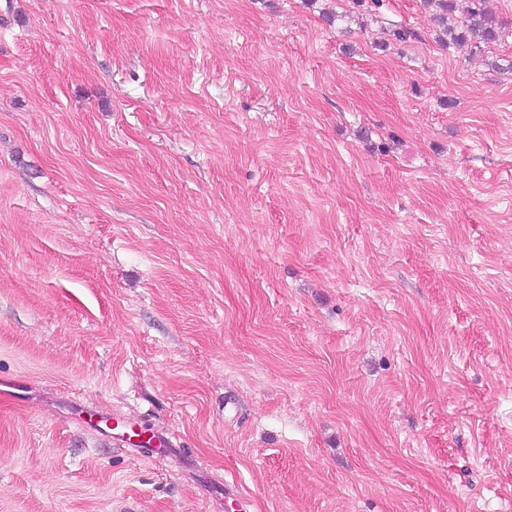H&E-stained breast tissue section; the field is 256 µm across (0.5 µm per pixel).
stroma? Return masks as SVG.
<instances>
[{
  "mask_svg": "<svg viewBox=\"0 0 512 512\" xmlns=\"http://www.w3.org/2000/svg\"><path fill=\"white\" fill-rule=\"evenodd\" d=\"M355 10L0 0V512H512V37ZM125 434L127 433H123L122 435L120 434H116L117 437H114L113 436V440L116 441V442H119V443H128L127 441H129L128 444L132 445L133 447H137V448H130V449H135V450H140V448L138 447H142V448H147L145 447L144 444H147L148 446H152L153 450L155 451V456H167L168 454H170L174 448L173 447V444L172 442L165 436L159 434V433H152V435L148 438V440L146 442H139L138 443H135V442H131V439L130 437L128 438H125Z\"/></svg>",
  "mask_w": 512,
  "mask_h": 512,
  "instance_id": "obj_1",
  "label": "stroma"
}]
</instances>
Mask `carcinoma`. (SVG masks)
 I'll use <instances>...</instances> for the list:
<instances>
[{"mask_svg":"<svg viewBox=\"0 0 512 512\" xmlns=\"http://www.w3.org/2000/svg\"><path fill=\"white\" fill-rule=\"evenodd\" d=\"M487 0H470L466 19L458 21L455 12L457 0H423L432 12L439 31L438 41L445 47H462L480 43H495L503 38L505 30L486 9Z\"/></svg>","mask_w":512,"mask_h":512,"instance_id":"carcinoma-1","label":"carcinoma"}]
</instances>
